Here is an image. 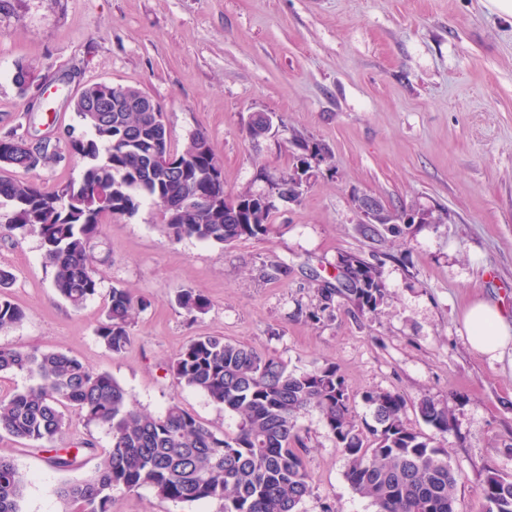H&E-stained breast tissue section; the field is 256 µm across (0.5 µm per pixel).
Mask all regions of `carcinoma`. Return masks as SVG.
Listing matches in <instances>:
<instances>
[{
    "instance_id": "carcinoma-1",
    "label": "carcinoma",
    "mask_w": 512,
    "mask_h": 512,
    "mask_svg": "<svg viewBox=\"0 0 512 512\" xmlns=\"http://www.w3.org/2000/svg\"><path fill=\"white\" fill-rule=\"evenodd\" d=\"M124 90L123 85L91 83L74 108L87 129L79 137L66 131L69 151L84 162L80 180L45 189L33 180L0 175V208H9L7 230L40 238L54 288L75 308L100 293L93 243L102 235L105 218L131 216L144 201L160 207L173 241L195 238L224 245L261 239L273 229L274 204L253 210L246 223H239L236 201L251 192L224 189L223 165L205 132L194 133L184 149H173L162 107L129 110ZM265 116H252L246 128L251 140L263 138ZM54 155L47 147H26L22 135L0 137V171H34ZM299 185L296 166L277 182L288 188L293 202L300 197ZM341 264L342 278L320 288L323 306L308 318L319 319L337 296L354 298L368 313L384 301L374 264L355 254L343 256ZM11 280L12 274L0 268V332L25 319V310L4 292ZM177 301L192 318L209 307L208 299L192 290L181 291ZM146 307L129 289L111 288L95 335L110 352H124L135 316ZM169 371L176 383L233 413L235 431H213L178 402L158 415L133 409L127 390L112 375L95 372L64 352L0 346V375L23 372L32 380L22 391L0 394V433L52 444L66 428L68 406L79 410L86 425L109 430L110 447L94 474L55 490L65 512H112V492L144 487L173 502L221 500L224 512H300L311 476L297 418L315 409L347 461L346 481L375 512H459L462 476L441 444L452 426L447 404L428 396L418 401L421 419L433 430L425 434L407 425V401L400 394L367 391L361 398L372 408L374 424L363 427L353 415L355 395L334 366L290 371L221 335L190 339ZM95 452L93 443L77 441L55 450L48 462L72 471L81 457ZM23 492L14 461L0 456V512H21ZM483 512H512V477L488 471Z\"/></svg>"
}]
</instances>
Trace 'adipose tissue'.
<instances>
[{
  "mask_svg": "<svg viewBox=\"0 0 512 512\" xmlns=\"http://www.w3.org/2000/svg\"><path fill=\"white\" fill-rule=\"evenodd\" d=\"M470 348L491 360L499 359L512 346V323L498 306L486 301L474 302L462 315Z\"/></svg>",
  "mask_w": 512,
  "mask_h": 512,
  "instance_id": "1",
  "label": "adipose tissue"
}]
</instances>
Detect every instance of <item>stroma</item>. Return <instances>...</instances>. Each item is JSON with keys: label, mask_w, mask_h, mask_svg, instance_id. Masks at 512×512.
I'll list each match as a JSON object with an SVG mask.
<instances>
[{"label": "stroma", "mask_w": 512, "mask_h": 512, "mask_svg": "<svg viewBox=\"0 0 512 512\" xmlns=\"http://www.w3.org/2000/svg\"><path fill=\"white\" fill-rule=\"evenodd\" d=\"M34 68L27 89L17 63ZM94 82L132 85L165 112L173 148L204 131L232 192L267 191L291 169L293 135L324 147L295 202H281L273 232L228 245L171 241L158 207L106 221L94 247L100 295L80 309L53 287L38 236L0 235V267L25 320L0 346L62 351L106 372L152 413L178 401L218 432L236 420L167 371L193 337L220 334L289 369L333 364L371 420L367 391L415 404L450 402L445 443L463 475L460 512H481L487 469L512 477V349L474 354L463 311L482 299L512 320V17L487 0H0V136L49 140L56 156L17 180L50 188L80 179L83 163L63 138L83 135L71 101ZM265 112L283 122L253 141L245 126ZM407 212L400 231L367 225L361 196ZM378 264L386 298L375 312L337 297L320 311L319 288L335 283L342 255ZM147 308L118 355L94 334L112 287ZM210 306L190 319L179 291ZM311 491L302 512H374L345 480L346 461L317 411L298 418ZM25 485L21 512H64L55 488L92 474L49 466L44 452L0 434ZM112 512H222L220 501L176 503L151 489L115 492Z\"/></svg>", "instance_id": "stroma-1"}]
</instances>
